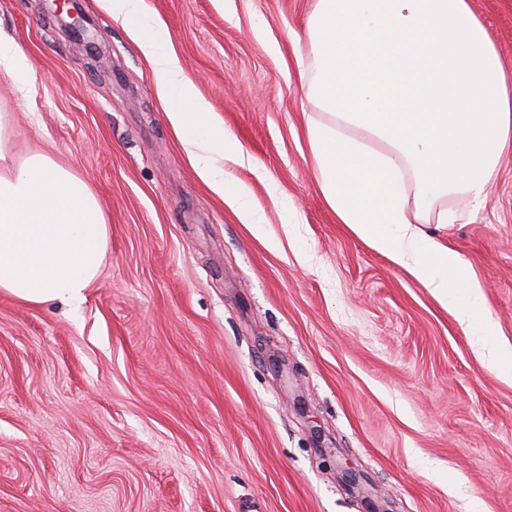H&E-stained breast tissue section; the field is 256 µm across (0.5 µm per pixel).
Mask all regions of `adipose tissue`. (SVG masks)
Masks as SVG:
<instances>
[{"mask_svg":"<svg viewBox=\"0 0 512 512\" xmlns=\"http://www.w3.org/2000/svg\"><path fill=\"white\" fill-rule=\"evenodd\" d=\"M149 60L167 120L198 178L224 192V126L186 81L145 0H103ZM299 80L325 122L307 125L321 193L340 223L449 301L466 329L492 335L468 264L419 232L460 224L454 197L479 201L512 145V76L470 0H316ZM228 195V194H225ZM241 204L240 194L228 195ZM109 241L87 183L42 152L15 159L0 116V292L79 305Z\"/></svg>","mask_w":512,"mask_h":512,"instance_id":"ef3b65f1","label":"adipose tissue"}]
</instances>
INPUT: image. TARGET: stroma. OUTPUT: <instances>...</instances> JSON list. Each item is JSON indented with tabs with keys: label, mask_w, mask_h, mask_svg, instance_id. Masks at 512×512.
<instances>
[{
	"label": "stroma",
	"mask_w": 512,
	"mask_h": 512,
	"mask_svg": "<svg viewBox=\"0 0 512 512\" xmlns=\"http://www.w3.org/2000/svg\"><path fill=\"white\" fill-rule=\"evenodd\" d=\"M315 0H146L183 73L240 147L230 191L197 177L147 59L79 0L93 60L53 0H0L36 76L0 71L14 158L43 151L104 208L79 307L0 293V512H512V381L405 269L339 223L311 165L301 87ZM512 72V0H471ZM457 252L512 344V149ZM350 465L365 490L345 487ZM67 1L71 2L73 5V11H67V16L69 19H71V21H65L61 17L62 12H59L57 16L59 17L58 19L61 27H63L64 31L72 40L82 45L91 56L100 59L102 57V53L96 41V36L94 32L88 27V25H91V23H89L86 18L79 14V8L76 5L75 0Z\"/></svg>",
	"instance_id": "1"
}]
</instances>
